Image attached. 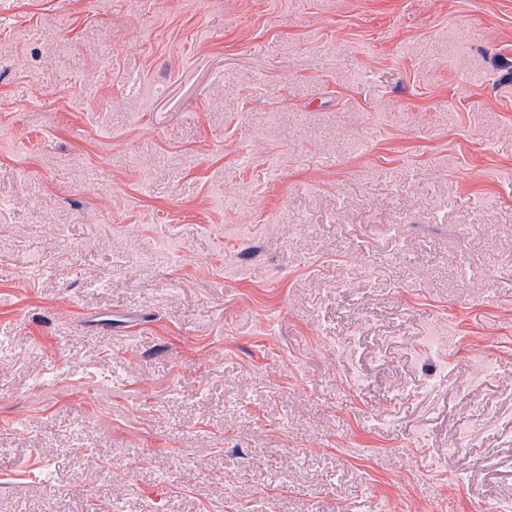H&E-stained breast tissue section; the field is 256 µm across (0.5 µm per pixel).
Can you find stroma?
<instances>
[{"label": "stroma", "instance_id": "35a3bbf8", "mask_svg": "<svg viewBox=\"0 0 512 512\" xmlns=\"http://www.w3.org/2000/svg\"><path fill=\"white\" fill-rule=\"evenodd\" d=\"M1 337L0 512L512 495V0H0Z\"/></svg>", "mask_w": 512, "mask_h": 512}]
</instances>
